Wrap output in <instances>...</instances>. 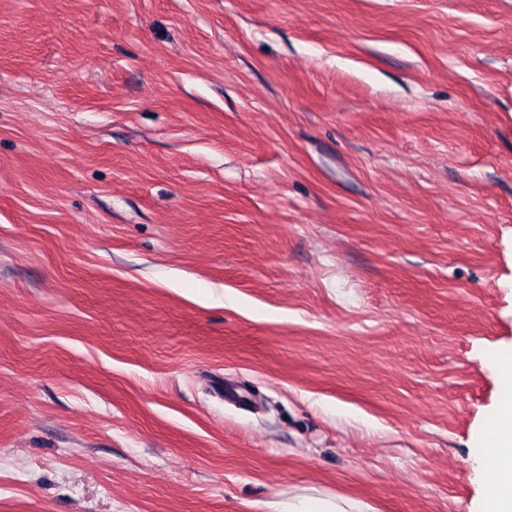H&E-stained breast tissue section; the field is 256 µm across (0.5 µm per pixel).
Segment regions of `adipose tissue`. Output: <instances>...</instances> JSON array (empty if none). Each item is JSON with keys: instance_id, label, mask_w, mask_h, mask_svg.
Wrapping results in <instances>:
<instances>
[{"instance_id": "ef3b65f1", "label": "adipose tissue", "mask_w": 512, "mask_h": 512, "mask_svg": "<svg viewBox=\"0 0 512 512\" xmlns=\"http://www.w3.org/2000/svg\"><path fill=\"white\" fill-rule=\"evenodd\" d=\"M483 360L495 378L497 397L474 421L470 441L476 460L495 478L477 489L468 512H512V345L488 349Z\"/></svg>"}]
</instances>
